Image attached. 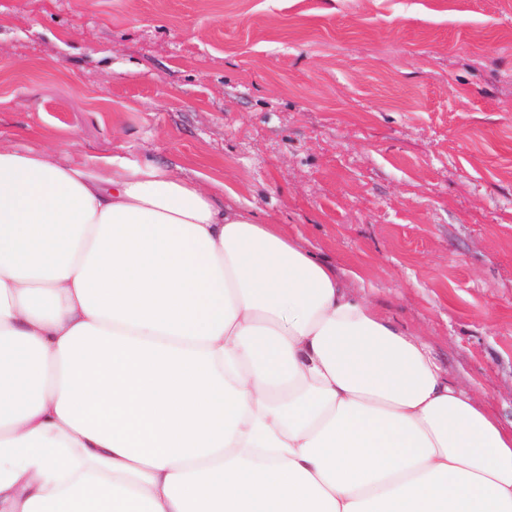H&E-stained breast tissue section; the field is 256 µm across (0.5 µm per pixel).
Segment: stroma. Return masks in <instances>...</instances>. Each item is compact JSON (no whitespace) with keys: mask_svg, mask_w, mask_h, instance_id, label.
<instances>
[{"mask_svg":"<svg viewBox=\"0 0 512 512\" xmlns=\"http://www.w3.org/2000/svg\"><path fill=\"white\" fill-rule=\"evenodd\" d=\"M0 145L222 183L512 426V0H0Z\"/></svg>","mask_w":512,"mask_h":512,"instance_id":"obj_1","label":"stroma"}]
</instances>
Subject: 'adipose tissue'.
I'll list each match as a JSON object with an SVG mask.
<instances>
[{"label":"adipose tissue","instance_id":"1","mask_svg":"<svg viewBox=\"0 0 512 512\" xmlns=\"http://www.w3.org/2000/svg\"><path fill=\"white\" fill-rule=\"evenodd\" d=\"M0 512H512V429L277 225L0 147Z\"/></svg>","mask_w":512,"mask_h":512}]
</instances>
